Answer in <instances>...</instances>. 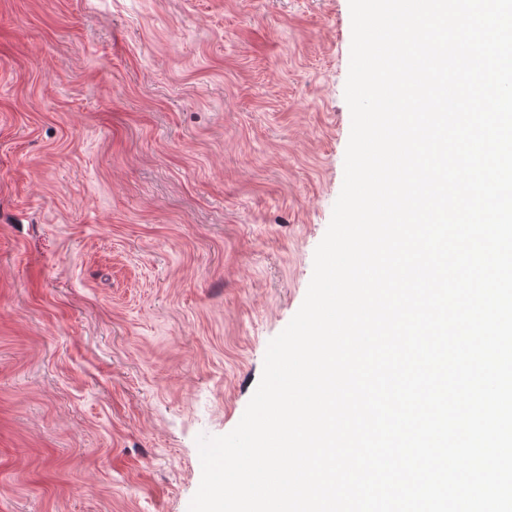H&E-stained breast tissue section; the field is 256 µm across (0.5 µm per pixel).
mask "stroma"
I'll list each match as a JSON object with an SVG mask.
<instances>
[{
  "instance_id": "obj_1",
  "label": "stroma",
  "mask_w": 512,
  "mask_h": 512,
  "mask_svg": "<svg viewBox=\"0 0 512 512\" xmlns=\"http://www.w3.org/2000/svg\"><path fill=\"white\" fill-rule=\"evenodd\" d=\"M349 0H0V512H188L344 178Z\"/></svg>"
}]
</instances>
